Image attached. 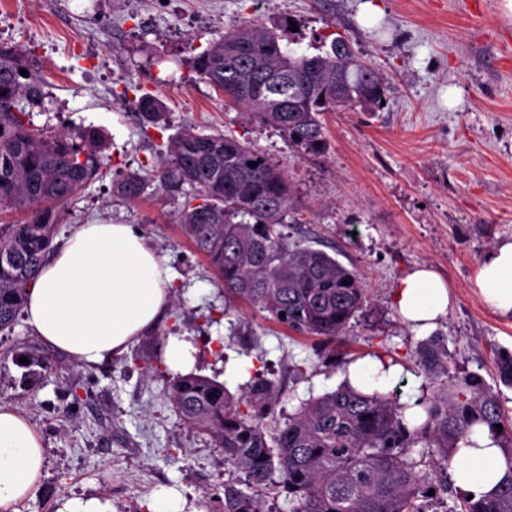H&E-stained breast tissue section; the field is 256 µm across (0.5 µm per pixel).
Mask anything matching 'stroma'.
<instances>
[{
	"label": "stroma",
	"mask_w": 512,
	"mask_h": 512,
	"mask_svg": "<svg viewBox=\"0 0 512 512\" xmlns=\"http://www.w3.org/2000/svg\"><path fill=\"white\" fill-rule=\"evenodd\" d=\"M504 0H0V46L25 51L45 80L35 126H94L107 137L103 179L78 191L54 239L80 224H128L170 269V305L122 356L80 366L18 317L0 332V407L26 417L47 450L46 475L21 512L97 496L113 512H147L151 493H180L190 512H218L229 477L220 449L179 416L168 394L170 340L190 341V372L241 395L245 362L263 359L281 384L273 420L334 391L349 361L394 362L388 391L424 381L426 332L394 305L400 281L427 266L449 285L451 372L495 385L496 351H512V318L483 303L482 257L512 239V18ZM240 20L284 33L304 51L336 34L388 79L378 112H329L327 148L306 155L194 73L190 61ZM158 97L167 130H143L135 101ZM192 125L251 142L287 172L302 204L287 232L356 270L367 300L330 344L262 314L224 315V289L183 236L184 193L152 182L126 203L112 181L161 163L164 132ZM45 364L22 365L30 346Z\"/></svg>",
	"instance_id": "35a3bbf8"
}]
</instances>
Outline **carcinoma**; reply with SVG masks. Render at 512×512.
<instances>
[{"label": "carcinoma", "instance_id": "cac0c4a2", "mask_svg": "<svg viewBox=\"0 0 512 512\" xmlns=\"http://www.w3.org/2000/svg\"><path fill=\"white\" fill-rule=\"evenodd\" d=\"M283 39L256 21L233 26L192 58V69L246 108L249 119L277 128L307 154L326 148L324 113L382 108L387 77L342 37L316 53L287 51ZM43 88L24 54L0 47V211L27 210L23 222L0 226V331L21 314L66 208L103 177L102 133L68 125L48 131L31 122L26 107L42 103ZM135 107L143 128H167L155 96H139ZM165 155L151 174L112 181V193L134 202L152 180L190 187L177 221L224 284V314L247 304L296 334L323 342L340 336L363 308L366 289L357 271L284 233L296 220L286 172L247 141L190 127L167 138ZM416 357L429 386L419 387L413 403L346 382L306 400L271 430L264 419L280 386L263 371L238 398L194 373L173 375L169 395L236 473L224 482L222 512H275L268 494L280 488L290 512H512V477L480 496L461 490L451 507L440 499L459 442L477 425L488 427L512 473V417L481 375L450 374L443 337L421 341ZM496 373L512 387V352H498Z\"/></svg>", "mask_w": 512, "mask_h": 512}]
</instances>
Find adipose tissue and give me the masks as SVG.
<instances>
[{
	"label": "adipose tissue",
	"instance_id": "adipose-tissue-1",
	"mask_svg": "<svg viewBox=\"0 0 512 512\" xmlns=\"http://www.w3.org/2000/svg\"><path fill=\"white\" fill-rule=\"evenodd\" d=\"M171 275L145 238L128 224H81L42 264L28 289L27 323L48 345L80 365L124 354L152 328L170 302ZM477 286L494 312L512 317V240H503L479 263ZM401 317L424 329L448 311L447 283L420 267L401 280L395 295ZM45 448L22 415L0 408V512H19L36 491ZM507 475L503 452L484 426L460 442L452 464L459 487L486 493Z\"/></svg>",
	"mask_w": 512,
	"mask_h": 512
}]
</instances>
